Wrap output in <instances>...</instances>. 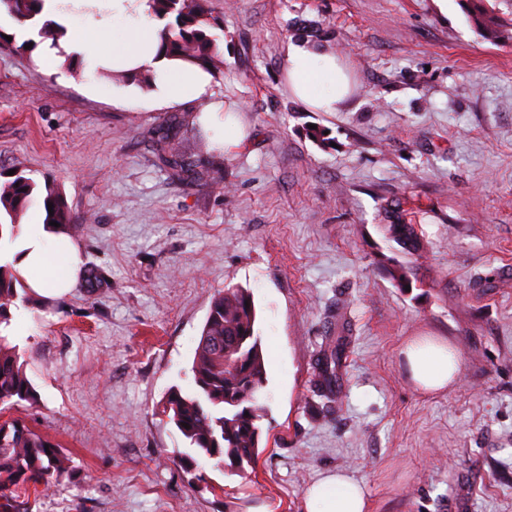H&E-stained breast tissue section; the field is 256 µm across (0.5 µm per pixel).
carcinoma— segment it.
<instances>
[{
  "mask_svg": "<svg viewBox=\"0 0 512 512\" xmlns=\"http://www.w3.org/2000/svg\"><path fill=\"white\" fill-rule=\"evenodd\" d=\"M10 13L22 22L36 23L43 0H0ZM471 20L490 41L512 40V33L494 13L482 5L483 0H466ZM155 16L165 21L160 33V50L196 65L208 74L222 72L224 60L217 39L210 34L214 26L205 0H152ZM38 35L52 40L65 36V28L45 21ZM162 160L175 174L192 171V164L182 155L169 151ZM38 194L37 185L17 175L0 184V212L9 222H0V240L14 241L22 224L21 217ZM53 207H48V204ZM44 223L60 224L57 233H71L73 222L62 195L46 188L42 195ZM392 220L382 225L385 237L397 244L403 253L419 256L424 241L412 221L406 219L401 203L393 201ZM398 287L417 280L414 267L399 263L390 270ZM33 306L43 304L42 298L27 291L24 280L13 264L0 263V408L10 409L23 403H37V392L27 375V362L9 333L11 307L17 300ZM257 312L251 293L231 286L211 301L192 362V389L169 391L163 413L173 422L195 453L217 460V465L241 469L251 463L259 447L260 422L265 405L260 402L266 387L265 361L260 336L256 330ZM341 360L339 345H329L317 359L314 387L329 409L335 402L336 365ZM190 428H185L184 424ZM187 472L197 483L211 491L205 475L198 471V462L187 455L182 458ZM72 458L59 450L49 437L16 419L0 424V512H29L26 492L39 486L49 489L70 477Z\"/></svg>",
  "mask_w": 512,
  "mask_h": 512,
  "instance_id": "carcinoma-1",
  "label": "carcinoma"
}]
</instances>
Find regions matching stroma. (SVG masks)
I'll list each match as a JSON object with an SVG mask.
<instances>
[{
    "label": "stroma",
    "instance_id": "stroma-1",
    "mask_svg": "<svg viewBox=\"0 0 512 512\" xmlns=\"http://www.w3.org/2000/svg\"><path fill=\"white\" fill-rule=\"evenodd\" d=\"M224 55L214 98L246 135L217 143L209 100L157 102L84 77L45 42L0 46V183L9 171L63 195L81 287L29 308L15 340L37 393L0 413L49 435L75 468L32 512H306L340 471L367 512H512V41L484 39L462 0H209ZM347 68L356 92L316 112L288 88L296 20ZM323 128L326 140L306 135ZM199 179L172 177L160 141ZM400 201L426 252L418 285L381 226ZM250 290L266 362L259 458L240 472L199 458L220 494L180 466L163 414L190 390L212 298ZM345 337L336 404L313 392L325 340ZM440 336L460 357L446 392L421 391L400 354Z\"/></svg>",
    "mask_w": 512,
    "mask_h": 512
}]
</instances>
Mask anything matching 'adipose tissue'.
Wrapping results in <instances>:
<instances>
[{
  "mask_svg": "<svg viewBox=\"0 0 512 512\" xmlns=\"http://www.w3.org/2000/svg\"><path fill=\"white\" fill-rule=\"evenodd\" d=\"M71 0H44L67 34L50 55L81 57L87 77L111 67L115 76L144 77L149 96L179 102L206 96L208 81L197 67L159 55L163 27L149 0H84L89 13L70 10ZM288 82L293 94L322 112L343 108L351 93L349 79L335 55L302 43L288 51ZM27 286L44 297L72 288L82 258L74 243H62L53 227L23 225L9 254ZM403 355L415 384L426 391L444 390L457 377L459 360L447 345L422 338L409 343ZM307 512H367L364 489L342 472H329L306 492Z\"/></svg>",
  "mask_w": 512,
  "mask_h": 512,
  "instance_id": "obj_1",
  "label": "adipose tissue"
}]
</instances>
